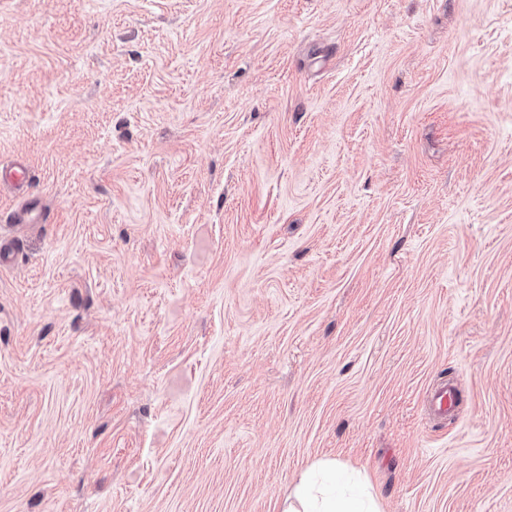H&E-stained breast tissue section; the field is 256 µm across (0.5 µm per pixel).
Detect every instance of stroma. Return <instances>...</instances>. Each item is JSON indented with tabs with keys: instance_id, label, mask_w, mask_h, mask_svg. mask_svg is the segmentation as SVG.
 I'll return each instance as SVG.
<instances>
[{
	"instance_id": "1",
	"label": "stroma",
	"mask_w": 512,
	"mask_h": 512,
	"mask_svg": "<svg viewBox=\"0 0 512 512\" xmlns=\"http://www.w3.org/2000/svg\"><path fill=\"white\" fill-rule=\"evenodd\" d=\"M7 163L0 512H512V0H0ZM459 406V393L453 383H444L437 386L428 401L429 411L440 418L451 417ZM321 468L326 474L325 480H304L296 494L301 509L290 506L285 512H380L366 487L353 493L336 490L343 474L335 461L325 462Z\"/></svg>"
}]
</instances>
